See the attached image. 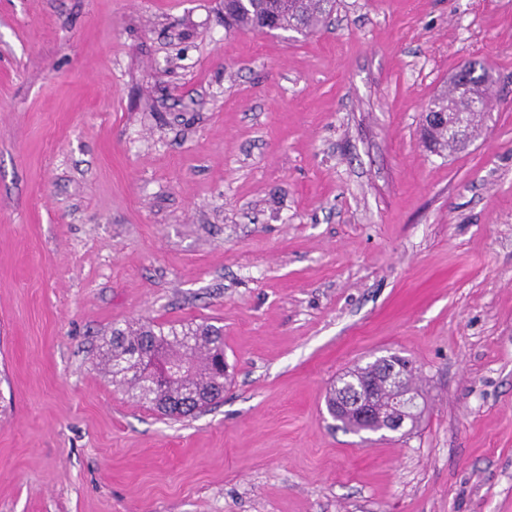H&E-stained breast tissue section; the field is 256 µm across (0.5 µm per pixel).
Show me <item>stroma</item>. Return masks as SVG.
Listing matches in <instances>:
<instances>
[{
    "label": "stroma",
    "instance_id": "35a3bbf8",
    "mask_svg": "<svg viewBox=\"0 0 512 512\" xmlns=\"http://www.w3.org/2000/svg\"><path fill=\"white\" fill-rule=\"evenodd\" d=\"M494 105L452 153L462 65ZM224 329L178 421L98 347ZM418 368V427L340 428L357 364ZM0 512H512V0H338L227 32L224 0H0ZM480 72L471 64L465 74L457 72L452 78L448 94L430 103L426 112H448V100L458 104L457 112H461L456 118V125L454 123L450 127L443 122L439 126L429 125L427 117L424 118L422 139L430 151L464 147L473 136L490 107L487 90L491 77L484 67Z\"/></svg>",
    "mask_w": 512,
    "mask_h": 512
}]
</instances>
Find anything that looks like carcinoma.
<instances>
[{
    "label": "carcinoma",
    "instance_id": "1",
    "mask_svg": "<svg viewBox=\"0 0 512 512\" xmlns=\"http://www.w3.org/2000/svg\"><path fill=\"white\" fill-rule=\"evenodd\" d=\"M336 7V0H228L224 25L229 31L259 30L269 20L280 29L312 32ZM487 69L470 66L456 73L448 93L436 98L429 112L448 111V102L459 105L460 115L449 126L423 124L422 139L432 152L465 146L489 110ZM102 365L135 402L161 415L181 419L201 412L224 397L228 381L224 361V332L208 323L180 327L128 323L112 329L105 341ZM348 388L376 382L375 406L388 396L380 365L368 362L343 374Z\"/></svg>",
    "mask_w": 512,
    "mask_h": 512
}]
</instances>
